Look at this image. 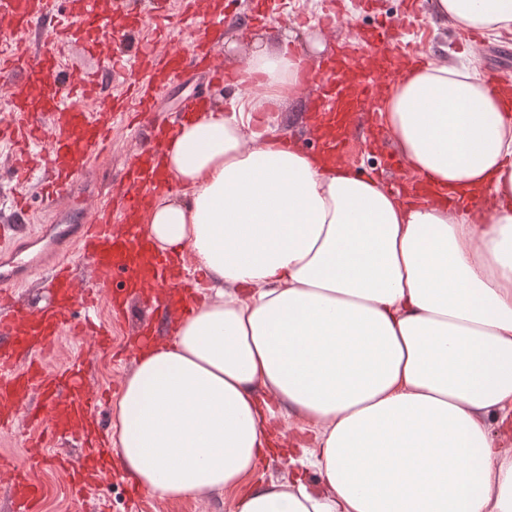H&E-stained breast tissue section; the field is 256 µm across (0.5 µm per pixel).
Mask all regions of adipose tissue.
I'll return each instance as SVG.
<instances>
[{"label": "adipose tissue", "instance_id": "obj_1", "mask_svg": "<svg viewBox=\"0 0 512 512\" xmlns=\"http://www.w3.org/2000/svg\"><path fill=\"white\" fill-rule=\"evenodd\" d=\"M430 4L463 34H512V0ZM291 44H255L238 65L254 93L163 152L177 190L149 233L159 254L190 249L202 283L123 382L122 468L162 500L236 488L291 415L321 491L257 484L235 512H512L506 89L443 60L390 88L380 117L409 169L483 212L405 202L277 132L306 66Z\"/></svg>", "mask_w": 512, "mask_h": 512}]
</instances>
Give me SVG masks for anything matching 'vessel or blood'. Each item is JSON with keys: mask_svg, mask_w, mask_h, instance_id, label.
I'll list each match as a JSON object with an SVG mask.
<instances>
[{"mask_svg": "<svg viewBox=\"0 0 512 512\" xmlns=\"http://www.w3.org/2000/svg\"><path fill=\"white\" fill-rule=\"evenodd\" d=\"M69 21L49 25L36 46L25 36L31 21L48 17L50 0H0V76L19 82L20 89L0 119V139L8 138L20 156L38 149L49 163L47 197L67 193L87 162L108 147L114 120L129 112L148 119L155 99L167 83L184 68L208 67L210 46L224 34L232 14L211 15L209 36L191 42L162 57L136 53L106 57L103 68H122L131 89L126 104L100 105L90 111L77 102L78 96L95 94L101 74L79 72L70 84L61 81V57L66 46L76 41L78 26L89 24L111 33L109 16L98 9L97 0H67ZM384 31L371 30L361 43L337 41L335 52L320 71L306 70L303 84L315 111L335 116L339 136L326 139L324 153L333 162H344L347 142L361 138L385 149L388 131L376 122L381 84L400 79L414 60L395 51H384ZM170 128L156 129L123 174L124 189L118 190V212H106L97 221L66 227L68 240L93 272V282L76 278L69 258L54 261L50 288L54 302L35 313L19 315L10 287L23 279L24 270H0V427H8L28 392L38 391L59 400L62 410L50 420L54 434L72 435L80 419L95 406L98 396L84 384L79 365L48 370L44 359L62 333L106 341L105 332L84 323L73 324L75 307L94 311L101 294L110 297L113 314H122L134 299L148 296L151 287L178 286L179 277L171 260L153 253L145 225L139 224L154 198L167 188L156 174L154 163L173 136ZM44 442L28 441L24 465L0 457V485L11 496L13 512H42L49 486L36 478L44 462ZM56 468L66 476L69 491L82 497L97 481V473L84 470L76 461L57 459Z\"/></svg>", "mask_w": 512, "mask_h": 512, "instance_id": "obj_1", "label": "vessel or blood"}]
</instances>
